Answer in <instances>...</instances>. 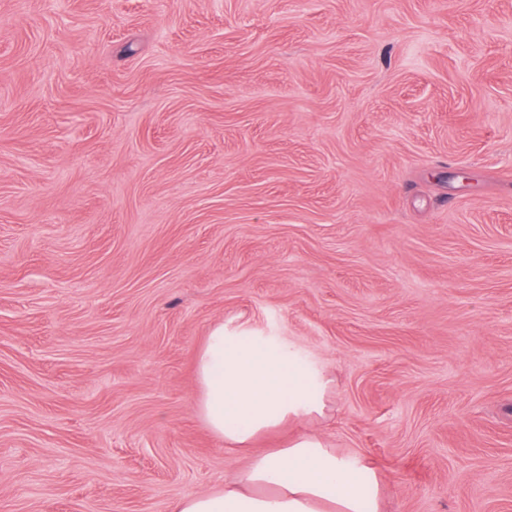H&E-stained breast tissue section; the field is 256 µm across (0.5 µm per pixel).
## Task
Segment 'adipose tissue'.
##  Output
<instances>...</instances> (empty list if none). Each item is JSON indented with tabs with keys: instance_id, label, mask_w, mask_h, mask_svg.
<instances>
[{
	"instance_id": "adipose-tissue-1",
	"label": "adipose tissue",
	"mask_w": 512,
	"mask_h": 512,
	"mask_svg": "<svg viewBox=\"0 0 512 512\" xmlns=\"http://www.w3.org/2000/svg\"><path fill=\"white\" fill-rule=\"evenodd\" d=\"M195 411L229 451L248 463L224 487L180 498L173 512H381L377 470L355 454L303 433L286 447L251 443L292 418L321 417L331 380L288 344L214 326L196 360Z\"/></svg>"
}]
</instances>
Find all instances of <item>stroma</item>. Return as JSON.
Masks as SVG:
<instances>
[{
  "instance_id": "1",
  "label": "stroma",
  "mask_w": 512,
  "mask_h": 512,
  "mask_svg": "<svg viewBox=\"0 0 512 512\" xmlns=\"http://www.w3.org/2000/svg\"><path fill=\"white\" fill-rule=\"evenodd\" d=\"M334 380L386 512H512V0H0V512L246 459L219 322Z\"/></svg>"
}]
</instances>
